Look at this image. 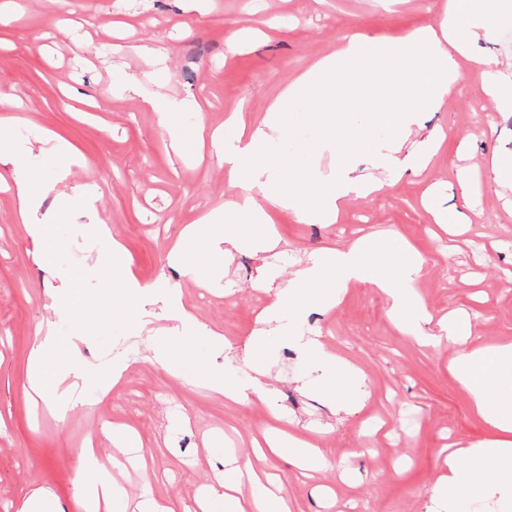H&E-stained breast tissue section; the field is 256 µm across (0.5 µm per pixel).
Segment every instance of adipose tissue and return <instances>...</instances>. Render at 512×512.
Segmentation results:
<instances>
[{"label": "adipose tissue", "mask_w": 512, "mask_h": 512, "mask_svg": "<svg viewBox=\"0 0 512 512\" xmlns=\"http://www.w3.org/2000/svg\"><path fill=\"white\" fill-rule=\"evenodd\" d=\"M507 28H512V0H448L437 23L393 41L378 45L362 33L345 35L341 48L290 82L271 103L262 122L251 129L235 116L228 119L225 134L200 122L179 126L172 123V113L192 111L194 103L161 94L150 98L148 104L158 112L175 152L207 140L223 142L220 161L235 191L222 214L208 213L186 227L182 243L171 252L174 267L196 279L210 278L198 253L238 250L249 242L275 244L269 207H286L301 223L330 224L340 201L380 191L385 185L381 173L401 175L426 169L433 148L406 153L402 146L421 113L444 106L460 78V61L480 72L483 91L492 99L512 92V76L493 74L491 60L474 52L480 38ZM289 112L313 113L327 128L340 112L370 115V122L349 129L353 139L375 138L376 120L386 114L390 140L372 153V173L360 175L351 153L337 152L332 138H324L321 149L336 151L337 162L332 174L320 177L311 167L289 164L282 151L283 144L295 136L285 120ZM46 153L50 168L45 171L32 164V145L19 144L11 131L0 130V165L9 169L18 221L34 244L33 261L42 268L48 264L52 224L49 215L41 211L44 199L54 197L61 211L80 208L87 218L86 232L109 245L103 259L104 284L125 300L134 329L145 328L141 305L147 300L161 303L165 318L174 323L167 341L153 349L152 361L174 375L204 383L232 402L264 398L257 381L242 379L234 371L207 367L189 373L196 346L203 343L223 351V335L187 310L177 289L146 283L136 276L123 242L113 238L111 228L97 218L101 187L69 185L73 160L65 145L54 143ZM219 218L236 225V233L213 236L209 226ZM425 263L422 254L397 238L378 243L361 239L344 249L308 256L293 281L277 292L264 317L272 320L285 314L295 321L312 307H335L349 285L367 284L385 295L389 313L402 333L423 346L445 343L455 348L449 369L470 397L476 414L488 425L490 435L449 453L447 472L435 484L431 512H512V343L478 344L474 327L463 314L449 315L438 331L426 330L431 315L413 287ZM34 339L28 388L42 399L59 400V413L69 409L65 396L77 382L93 379L115 384L124 371L119 364L108 373L84 365L77 344L55 336L52 324L39 325ZM273 457L294 460L305 470L327 464L314 438L286 432L267 436L252 460L242 462L225 455L224 479L201 489L195 500L197 512H288L286 497L275 493L265 471ZM75 472L76 492L88 512H126L127 493L113 479L98 449L90 445L80 449Z\"/></svg>", "instance_id": "ef3b65f1"}]
</instances>
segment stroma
<instances>
[{
  "label": "stroma",
  "mask_w": 512,
  "mask_h": 512,
  "mask_svg": "<svg viewBox=\"0 0 512 512\" xmlns=\"http://www.w3.org/2000/svg\"><path fill=\"white\" fill-rule=\"evenodd\" d=\"M448 0H0V93L16 107L0 108L21 140L47 136L66 142L77 162L73 184H96L104 193L99 220L109 224L139 279L179 286L183 304L203 323L223 332L224 351L203 350L206 364L243 378L258 377L268 398L229 402L186 383L148 361L151 344L164 341L170 324L158 318L133 336L120 305L100 309L103 283L95 272L101 246L84 232L78 209L54 214L57 245L52 265L75 271L72 291L101 311L84 326L56 317L49 292L57 281L37 267L32 242L16 221L12 193L0 189V512H18L26 491L51 488L67 512H82L73 483L78 448L95 437L105 455H118L106 424L131 428L145 469H113L137 503L143 489L193 506L199 488L221 473L225 452L251 456L252 439L271 429L318 438L329 460L323 470L301 471L282 458L270 461L290 500L291 512H347L368 501L372 512H425L442 474L441 450L451 441L484 440L488 426L448 370L454 349L426 348L403 335L388 315L385 296L366 284L350 286L339 303L290 325L289 335L264 332L261 313L275 300L253 288L259 269L276 283L293 279L307 253L345 248L360 238L395 235L426 258L416 288L434 317L464 311L481 342H512V189L489 178L492 155L512 152V107L487 98L480 79L460 62L458 86L444 107L421 116L414 141L434 132L445 139L429 167L391 179L380 192L348 198L332 224L299 223L276 208L278 244L246 247L205 262L219 271L201 287L171 267L170 250L184 225L220 207L233 195L211 145L175 154L159 114L142 100L167 94L196 100L199 112L175 116L178 124L223 126L242 111L259 124L283 88L317 61L336 52L344 34L363 32L377 41L399 38L436 22ZM246 35L228 56L224 41ZM163 48L165 70L140 51ZM140 80V93H120L121 73ZM471 175L469 193L459 178ZM463 223L451 236L430 210ZM53 322L59 336L75 337L81 360L98 369L124 358L120 382L102 390L84 386L93 405L72 407L58 421L50 405L32 407L22 392L38 324ZM320 334L335 354L365 376L364 400L342 411L321 389L328 368L308 363L300 336ZM264 343L262 375L251 368L248 347Z\"/></svg>",
  "instance_id": "1"
}]
</instances>
